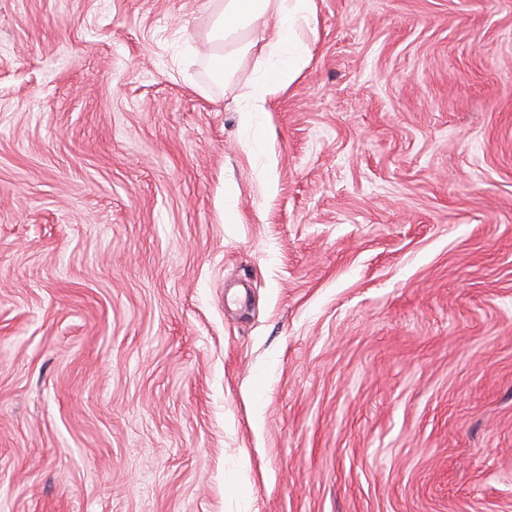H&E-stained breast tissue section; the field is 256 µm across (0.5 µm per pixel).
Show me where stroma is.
I'll use <instances>...</instances> for the list:
<instances>
[{
    "mask_svg": "<svg viewBox=\"0 0 512 512\" xmlns=\"http://www.w3.org/2000/svg\"><path fill=\"white\" fill-rule=\"evenodd\" d=\"M316 7L0 0L5 512H512V0ZM313 0H209L217 14V26L213 40L223 41L227 37L245 32V41L239 48L226 54L214 53L212 67L216 74L226 75L233 71L240 53L249 51L255 43L252 35L262 27L265 16L272 9L279 16V27L274 37L266 43L269 60L275 59L270 67L260 73L258 82L245 112L264 111L266 96L273 88L288 82L290 84L306 64L304 55L299 51L302 42L300 31L310 24ZM227 57V58H226Z\"/></svg>",
    "mask_w": 512,
    "mask_h": 512,
    "instance_id": "obj_1",
    "label": "stroma"
}]
</instances>
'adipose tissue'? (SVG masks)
<instances>
[{"label":"adipose tissue","instance_id":"adipose-tissue-1","mask_svg":"<svg viewBox=\"0 0 512 512\" xmlns=\"http://www.w3.org/2000/svg\"><path fill=\"white\" fill-rule=\"evenodd\" d=\"M208 4L215 8L217 14L214 39L223 40L239 32L249 36L240 51L225 56L213 54L212 67L219 75L231 73L239 52L252 48L250 36L262 27L267 13L273 11L278 14L277 33L266 44V54L272 64L261 71L246 106L250 112L263 111L266 97L272 89L292 82L306 63L299 50V33L310 24L313 0H208Z\"/></svg>","mask_w":512,"mask_h":512}]
</instances>
